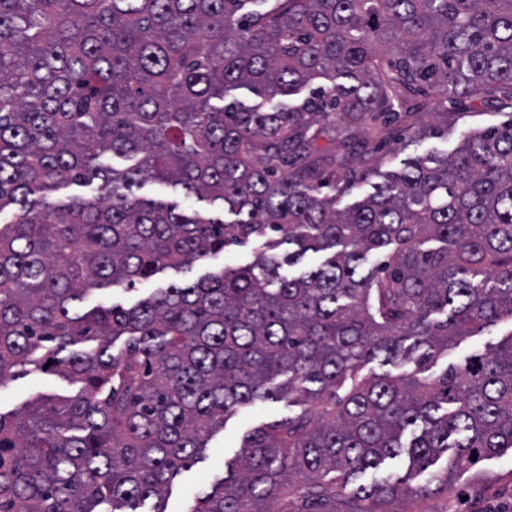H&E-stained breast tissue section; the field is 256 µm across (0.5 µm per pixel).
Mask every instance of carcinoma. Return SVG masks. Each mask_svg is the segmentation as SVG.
Segmentation results:
<instances>
[{
	"mask_svg": "<svg viewBox=\"0 0 512 512\" xmlns=\"http://www.w3.org/2000/svg\"><path fill=\"white\" fill-rule=\"evenodd\" d=\"M477 101L512 106V0H0V384H81L0 413V512H165L266 401L302 410L250 430L191 512H388L512 452V332L430 372L512 320V114L336 208L385 117ZM253 241L246 265L82 306ZM376 360L412 370L358 375ZM511 330V321H504L498 324L496 327L492 329V335L497 336H476L473 338H469L462 342V344L455 349L448 356H441L436 365L432 368L431 372L439 373L444 370L449 362H458L462 361L465 356L469 355L471 352L481 348L485 342L488 340H492L493 342H497L506 337V335ZM301 409L300 406L288 408V403L285 401H266L240 408L227 419L224 430L210 438L201 459L189 471L182 472L172 482L166 511H189L195 493L224 476V463L238 453L247 431L255 426L288 416V412L293 413Z\"/></svg>",
	"mask_w": 512,
	"mask_h": 512,
	"instance_id": "carcinoma-1",
	"label": "carcinoma"
}]
</instances>
